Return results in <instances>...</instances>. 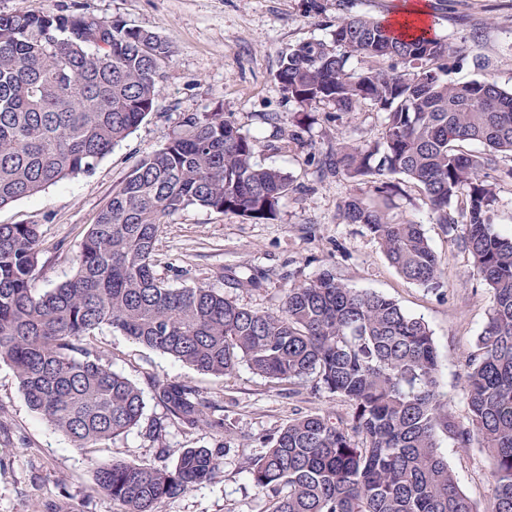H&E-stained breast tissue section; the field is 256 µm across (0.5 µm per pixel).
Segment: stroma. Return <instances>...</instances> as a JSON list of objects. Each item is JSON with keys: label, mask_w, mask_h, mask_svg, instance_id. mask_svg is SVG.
Segmentation results:
<instances>
[{"label": "stroma", "mask_w": 512, "mask_h": 512, "mask_svg": "<svg viewBox=\"0 0 512 512\" xmlns=\"http://www.w3.org/2000/svg\"><path fill=\"white\" fill-rule=\"evenodd\" d=\"M408 5L422 7L447 44L448 80H488L512 90V0H349L345 6L340 0H0L2 14L84 13L154 32L173 49L154 112L93 171L0 208V224L38 225L40 288L75 274L79 245L113 190L136 163L180 132L184 114L220 107L256 137V162L287 172L295 190L281 200L276 218L264 223L198 205L168 218L155 245L157 275L175 288L204 285L269 312L281 311L291 285L327 269L349 287L386 295L428 323L438 352V392L457 420L467 422L464 362L476 349L490 297L471 273L459 230L438 223L420 189L402 183L390 213L422 225L440 261L443 286L431 292L405 280L363 226L339 223L349 180L316 173L318 159L336 143L377 140L380 115L367 107L340 114L317 104L296 136H289L287 123L299 107L274 78L289 49L329 39L344 9L391 20ZM269 113L280 115V122L266 121ZM95 342L113 371L142 389L139 425L99 447H72L30 410L14 371L0 363V512H29L35 500L70 512H118V504L96 490L98 464L170 468L188 448L217 452L220 474L164 500L159 512H265L248 462L267 448L268 437L302 415L350 412L345 399L313 376L276 384L244 364L230 375L206 374L107 327L97 331ZM157 381L194 388L214 405L216 425L190 428L170 416L155 395ZM439 444L461 489L484 503L492 472L487 454L458 447L445 435Z\"/></svg>", "instance_id": "35a3bbf8"}]
</instances>
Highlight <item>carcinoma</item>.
Segmentation results:
<instances>
[{
    "label": "carcinoma",
    "mask_w": 512,
    "mask_h": 512,
    "mask_svg": "<svg viewBox=\"0 0 512 512\" xmlns=\"http://www.w3.org/2000/svg\"><path fill=\"white\" fill-rule=\"evenodd\" d=\"M352 55L401 69L353 73ZM447 46L431 33L399 35L346 12L327 41L280 61L276 80L302 109L383 114L382 138L342 142L322 173L345 175L341 210L360 224L410 282L442 286L422 226L391 219L402 176L418 186L460 242L491 306L465 360L468 424L439 399L432 332L394 300L357 291L330 270L288 288L282 312L247 308L205 286L173 288L154 270L160 224L193 205L273 219L293 190L287 173L252 162L257 139L222 110L190 113L182 132L139 161L113 191L79 246L73 277L47 290L36 224H0V362L14 370L30 409L76 448L135 428L143 391L112 371L95 332L109 327L194 369L225 376L246 363L276 383L314 374L346 399L345 418H296L251 459L267 512H512V234L493 229L495 185L485 170L512 157V91L487 81L449 83ZM171 46L156 34L83 14H0V207L91 172L154 111ZM477 143L487 152L465 153ZM171 416L199 427L212 406L179 382L153 384ZM445 434L477 444L493 462L479 508L439 451ZM220 473L217 454L188 448L172 468L113 461L97 466V492L122 512H158L162 501Z\"/></svg>",
    "instance_id": "obj_1"
}]
</instances>
